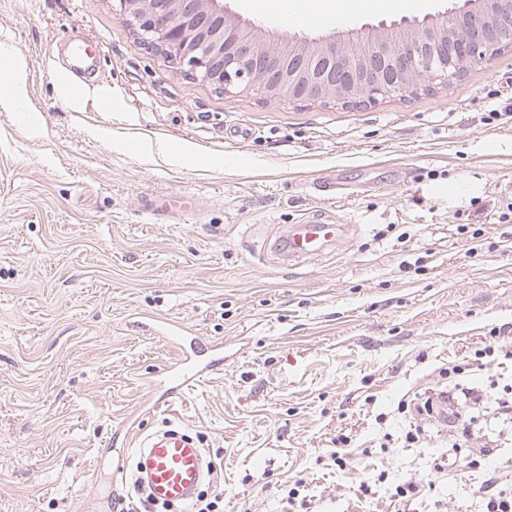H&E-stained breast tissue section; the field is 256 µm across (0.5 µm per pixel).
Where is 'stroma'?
<instances>
[{
	"label": "stroma",
	"mask_w": 512,
	"mask_h": 512,
	"mask_svg": "<svg viewBox=\"0 0 512 512\" xmlns=\"http://www.w3.org/2000/svg\"><path fill=\"white\" fill-rule=\"evenodd\" d=\"M420 2L340 0L319 28L224 6L311 39L452 4ZM16 55L0 512H112L118 496L139 512L136 444L170 423L201 439L223 512H486L488 480L512 485V120L489 118L512 109V48L361 108L224 95L149 53L112 0H0V70ZM329 177L339 190L317 191ZM313 217L350 225L346 243L283 258ZM166 321L223 342L224 364L160 408L146 383L177 356L153 334ZM442 390L472 428L461 442L424 410Z\"/></svg>",
	"instance_id": "obj_1"
}]
</instances>
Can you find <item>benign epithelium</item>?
Listing matches in <instances>:
<instances>
[{"instance_id":"obj_1","label":"benign epithelium","mask_w":512,"mask_h":512,"mask_svg":"<svg viewBox=\"0 0 512 512\" xmlns=\"http://www.w3.org/2000/svg\"><path fill=\"white\" fill-rule=\"evenodd\" d=\"M113 13L141 43L182 72L224 94L252 90L289 101L361 106L423 86L448 83L462 63L488 59L494 45L512 47V0H462L422 21L403 17L368 31L294 36L263 43L224 0H112Z\"/></svg>"}]
</instances>
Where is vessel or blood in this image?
I'll return each mask as SVG.
<instances>
[{
	"label": "vessel or blood",
	"instance_id": "obj_1",
	"mask_svg": "<svg viewBox=\"0 0 512 512\" xmlns=\"http://www.w3.org/2000/svg\"><path fill=\"white\" fill-rule=\"evenodd\" d=\"M347 232L344 224L315 220L295 224L285 240V252L291 258L310 259L337 245ZM163 337L181 351L180 357L161 373L166 397L181 395L193 383L213 374L221 363L223 343H211L212 357L206 360L196 341L183 336L181 327H168ZM211 476L198 438L179 426L168 425L138 443L132 485L148 502L186 512Z\"/></svg>",
	"mask_w": 512,
	"mask_h": 512
}]
</instances>
